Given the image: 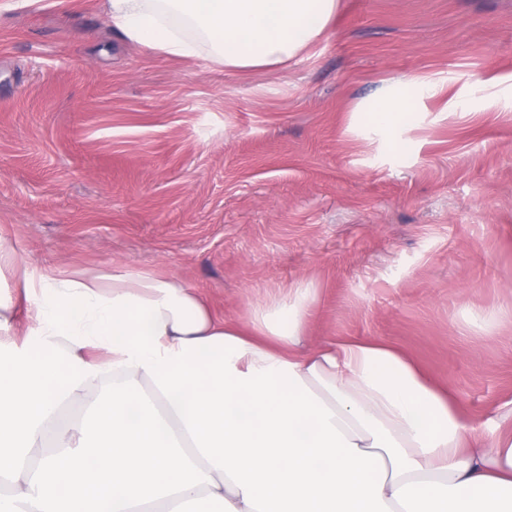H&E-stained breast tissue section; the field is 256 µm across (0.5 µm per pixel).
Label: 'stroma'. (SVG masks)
I'll return each instance as SVG.
<instances>
[{
	"instance_id": "obj_1",
	"label": "stroma",
	"mask_w": 512,
	"mask_h": 512,
	"mask_svg": "<svg viewBox=\"0 0 512 512\" xmlns=\"http://www.w3.org/2000/svg\"><path fill=\"white\" fill-rule=\"evenodd\" d=\"M439 85L411 123L356 111ZM0 237L33 273L156 269L225 319L309 286L303 343H390L467 415L512 400V0H340L290 66L0 0ZM437 92V84L423 77H414L400 81L377 97L370 105H364L359 112L365 118L368 126L378 128H392L399 125H408L411 112H415V103L424 98L433 96Z\"/></svg>"
}]
</instances>
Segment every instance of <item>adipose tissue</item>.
I'll use <instances>...</instances> for the list:
<instances>
[{
  "instance_id": "ef3b65f1",
  "label": "adipose tissue",
  "mask_w": 512,
  "mask_h": 512,
  "mask_svg": "<svg viewBox=\"0 0 512 512\" xmlns=\"http://www.w3.org/2000/svg\"><path fill=\"white\" fill-rule=\"evenodd\" d=\"M339 0H108L112 28L179 58L283 66ZM434 81L398 82L366 125L409 124ZM0 484L12 512H512V401L468 416L393 345L301 335L314 291L247 327L150 269L29 272L0 238ZM31 306L22 347L11 331ZM83 399L67 428L59 415Z\"/></svg>"
}]
</instances>
